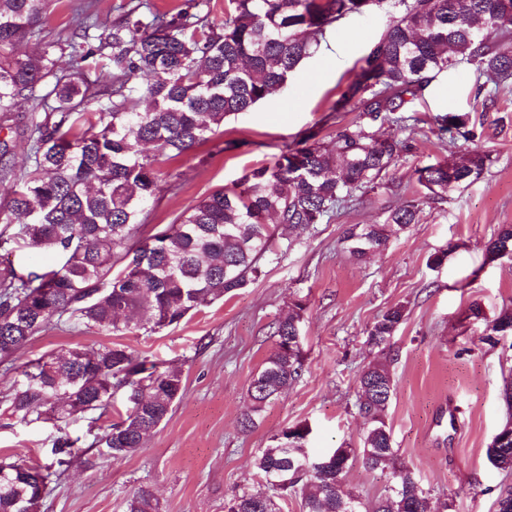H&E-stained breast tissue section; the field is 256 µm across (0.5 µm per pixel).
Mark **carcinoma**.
I'll return each instance as SVG.
<instances>
[{
    "label": "carcinoma",
    "mask_w": 512,
    "mask_h": 512,
    "mask_svg": "<svg viewBox=\"0 0 512 512\" xmlns=\"http://www.w3.org/2000/svg\"><path fill=\"white\" fill-rule=\"evenodd\" d=\"M52 0H0V366L17 378L0 392L5 411L27 424L52 421L58 435L44 465L0 458V512H38L48 485L80 461L91 465L71 422L99 426L91 447L98 459H119L144 447L183 393L181 371L136 356L121 345H78L61 355L21 365L16 354L38 333L61 324L100 335L153 333L176 326L192 311L233 293L262 273L280 226L305 230L351 206L359 192L379 184L410 149L408 103L458 61L471 64L481 83V111L495 106L485 86L512 85V0H376L389 23L359 61V73L341 93L336 112L356 119L328 137L313 131L271 165L246 173L235 189L213 191L175 224L142 238V215L172 188L161 165L221 133L224 119L245 112L285 88L299 64L315 54L327 26L359 15L361 0H226L224 20L208 21L197 0L158 14L149 4L128 6L118 23L99 30L90 0L74 8L76 33L55 54L23 59L16 46L42 32ZM95 79H89V72ZM99 111L84 110L87 99ZM442 129L467 130L471 116L436 117ZM388 127L380 133L375 127ZM28 146L29 165L10 163L13 138ZM489 156L470 152L415 170L434 200L478 179ZM415 204L389 212L382 224L355 225L344 241L361 257L417 223ZM50 262L34 267L27 253ZM487 254L512 259V224H504ZM118 273H113L115 266ZM303 306L273 323L275 347L250 386L254 414L301 377ZM405 307L386 309L368 329L383 350L405 321ZM512 335V310L487 324L490 345ZM377 382L385 397L358 402L368 424L362 448L311 456V427L282 431L255 460L265 483L236 493L227 512H278L269 490L299 495L305 512H363L332 458L341 454L370 471L393 464L373 512H431L432 489L415 468L395 465L384 412L395 386L384 362L368 364L359 389ZM123 391L126 410L108 417ZM497 470L512 472V431L502 427L486 449ZM42 473L40 483L32 474ZM495 512H512V485L498 488ZM126 512H158L148 488L127 500Z\"/></svg>",
    "instance_id": "carcinoma-1"
}]
</instances>
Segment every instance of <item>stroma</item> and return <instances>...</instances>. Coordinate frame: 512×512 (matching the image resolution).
I'll list each match as a JSON object with an SVG mask.
<instances>
[{"label":"stroma","mask_w":512,"mask_h":512,"mask_svg":"<svg viewBox=\"0 0 512 512\" xmlns=\"http://www.w3.org/2000/svg\"><path fill=\"white\" fill-rule=\"evenodd\" d=\"M74 6L75 0H53L41 34L21 43L19 54L64 42L74 30ZM388 22L378 11L334 22L320 50L275 99L227 117L214 142L165 163L177 188L161 193L142 235L173 223L214 190L234 188L309 130L334 132L343 115L333 104ZM475 89L476 73L466 62L440 76L408 104L418 119L411 148L380 185L339 218L283 230L257 280L178 326L105 337L62 327L34 336L21 360L76 343L122 345L179 369L184 385L144 448L91 467L75 465L39 512H126L127 499L141 487L154 492L160 512H226L235 493L259 482L253 462L285 428L311 426L307 449L313 454L360 447L366 423L358 413L357 379L376 361L389 364L395 383L385 420L400 461L417 469L434 499L448 497L451 512H494L493 490L507 477L490 465L486 450L507 420L500 392L512 377V336L494 346L483 336L487 321L512 308V262L490 260L486 249L502 225L512 224V87L498 92L472 140L433 121L470 111ZM228 140L235 147L226 152ZM471 149L489 154L484 174L446 200L428 199L415 170ZM412 200L419 203L417 224L365 258L348 252L349 228L383 223ZM297 303L303 306L302 375L265 405L255 429L242 431L252 378L274 347L272 324ZM395 304L405 305L406 318L383 352L369 345L367 331ZM475 305L484 314L478 321L468 316ZM55 435L52 423L25 424L0 410V457L47 462Z\"/></svg>","instance_id":"35a3bbf8"}]
</instances>
